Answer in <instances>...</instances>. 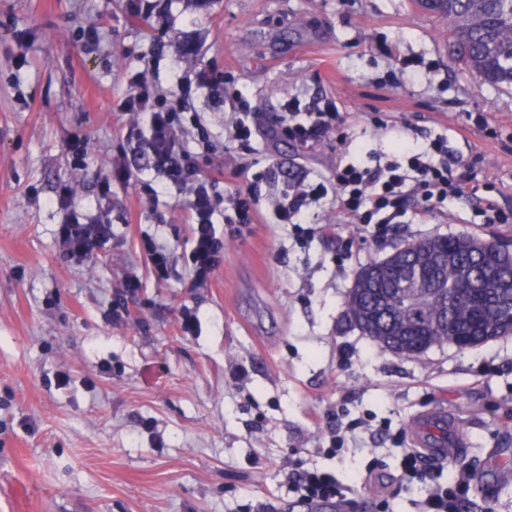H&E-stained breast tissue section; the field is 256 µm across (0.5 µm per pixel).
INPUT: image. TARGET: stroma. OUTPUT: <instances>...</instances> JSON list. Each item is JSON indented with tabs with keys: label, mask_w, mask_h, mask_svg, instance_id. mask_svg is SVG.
Wrapping results in <instances>:
<instances>
[{
	"label": "stroma",
	"mask_w": 512,
	"mask_h": 512,
	"mask_svg": "<svg viewBox=\"0 0 512 512\" xmlns=\"http://www.w3.org/2000/svg\"><path fill=\"white\" fill-rule=\"evenodd\" d=\"M90 26L103 29L93 55L82 38ZM173 26L199 37L202 62L233 78L262 126L289 97L327 95L358 161L442 133L465 173L495 182L493 200L512 207V87L458 69L447 21L414 0H213ZM156 35L121 0H0V512L23 501L35 512H262L270 500L303 512L289 484L300 468L335 473L347 489L340 512L388 493L396 512H420L427 485L402 487L398 475L414 416L434 406L461 424L457 464L512 465V336L401 357L344 316L357 269L404 243L461 234L512 249V224L476 223L470 201L449 203L444 219L410 216L380 242L327 197L301 221L333 233L306 241L270 223L225 235L223 264L195 288L181 211L152 214L134 187H116L101 257L80 265L61 254L50 200L74 181L78 203L95 209L122 142L112 102ZM404 57L426 66L390 82ZM77 133L89 138L83 167L66 150ZM252 146L214 158L221 193L252 187L276 161L314 181L336 165L332 138L309 152L262 138ZM147 233L177 246L167 279L151 274ZM128 271L142 288L115 324L112 292ZM187 306L200 319L192 334L180 329ZM340 425L345 444L329 451ZM488 506L512 512V481L472 480L460 512Z\"/></svg>",
	"instance_id": "35a3bbf8"
}]
</instances>
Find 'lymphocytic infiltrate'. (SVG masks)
<instances>
[{"label": "lymphocytic infiltrate", "mask_w": 512, "mask_h": 512, "mask_svg": "<svg viewBox=\"0 0 512 512\" xmlns=\"http://www.w3.org/2000/svg\"><path fill=\"white\" fill-rule=\"evenodd\" d=\"M168 61L173 74L170 90H162L156 78L161 61ZM125 93L112 104L113 111L126 118L125 140L129 147L113 157L107 176L101 183L102 197L112 195L113 187L135 186L143 204L157 208L162 199H173L186 213L192 226L188 273L192 283L207 286L224 258V234L217 228L220 197L219 170L204 172L196 161L195 147L211 144L212 133L203 113L196 111L194 99L205 96L223 101L224 75L201 64L199 50L181 48L174 59H165L155 49L130 71ZM255 109L241 104L225 130L227 141L244 144L260 135L270 140H287L311 150L334 133L339 118L335 102L290 100L284 113L269 127L254 120ZM351 144L339 138L336 168L330 183L314 182L308 173L283 178L279 165L266 167L262 180L270 185L286 183L287 190L276 202L273 217L280 224H292L303 238L326 234L328 227L317 224L299 226L301 212L326 196H334L339 211L349 223L384 237L399 224L408 208H418L433 217L440 204L451 199H474L479 191L494 190L493 182L478 183L456 175L458 158L448 152V140L436 136L426 148L404 149L402 162L365 167L351 157ZM146 157L151 169L161 177L160 185L135 178L130 156ZM55 204L62 214L56 230L59 251L69 260L85 263L95 260L112 237V225L100 212L81 207L72 183L58 186ZM402 480H430L429 492L421 512H459L460 502L470 491L468 469H459L446 485L435 484L437 465L414 450L405 451L401 460ZM291 487L301 501L332 499L341 488L333 473L322 470L296 471Z\"/></svg>", "instance_id": "1"}]
</instances>
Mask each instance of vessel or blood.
Masks as SVG:
<instances>
[{"instance_id":"obj_1","label":"vessel or blood","mask_w":512,"mask_h":512,"mask_svg":"<svg viewBox=\"0 0 512 512\" xmlns=\"http://www.w3.org/2000/svg\"><path fill=\"white\" fill-rule=\"evenodd\" d=\"M410 432L413 447L423 449L425 455L438 460L454 458L463 446L459 422L442 407L416 415Z\"/></svg>"}]
</instances>
